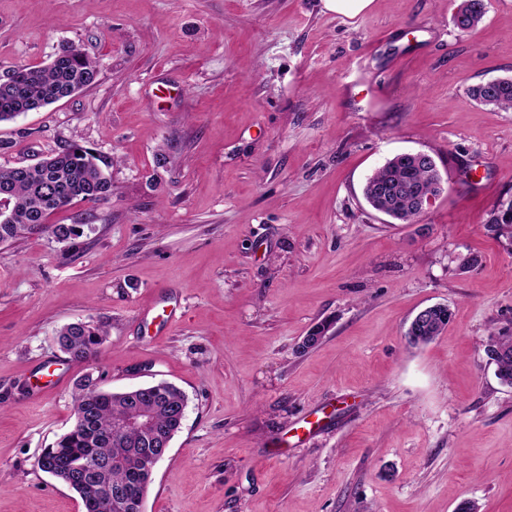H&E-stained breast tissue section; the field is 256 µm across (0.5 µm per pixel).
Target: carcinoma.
I'll list each match as a JSON object with an SVG mask.
<instances>
[{
	"label": "carcinoma",
	"mask_w": 512,
	"mask_h": 512,
	"mask_svg": "<svg viewBox=\"0 0 512 512\" xmlns=\"http://www.w3.org/2000/svg\"><path fill=\"white\" fill-rule=\"evenodd\" d=\"M466 12H454L453 26L460 32L475 29L487 13L488 0H467ZM97 77L95 63L74 44L60 46L46 66H21L0 79V123L73 96L92 85ZM477 102L501 110L512 109V77L492 85L482 82L469 89ZM101 157L74 142L47 155L34 165L0 168V200L8 203V218L0 220V242L28 235L49 233L66 237L74 228L47 224L55 211L74 202L95 203L112 194V181L99 165ZM441 193L440 178L430 164L419 165L403 155L387 160L367 179L364 196L380 202L387 213L404 224L422 215L421 204ZM487 223L497 236L512 240V199L501 201ZM452 312L438 307L429 327L420 334L406 333L408 345L431 342L448 325ZM105 331L85 322L63 326L57 342L74 361L92 357ZM488 359L497 368L502 383L512 385V327H502L486 342ZM141 408L150 414V432L121 428L127 415ZM186 395L175 385L158 382L136 394L130 391L92 390L76 384L75 421L56 443L42 451L38 468L50 465L61 476H73L96 466V472L81 478L73 488L89 512H102L106 492L119 488L127 493L124 512H140V503L153 482L140 462L148 449L165 456L166 445L182 427Z\"/></svg>",
	"instance_id": "obj_1"
}]
</instances>
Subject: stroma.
Here are the masks:
<instances>
[{
	"mask_svg": "<svg viewBox=\"0 0 512 512\" xmlns=\"http://www.w3.org/2000/svg\"><path fill=\"white\" fill-rule=\"evenodd\" d=\"M457 0H0V76L73 43L95 82L0 123V167L75 141L112 194L50 216L78 236L0 243V512H83L36 461L85 374L188 398L144 512H512V386L485 353L512 324V0L470 33ZM432 154L445 191L414 224L367 178ZM453 319L429 344L422 308ZM176 309L174 324L144 312ZM106 334L90 360L56 334ZM330 329L302 349L318 324ZM508 81L496 83V80H489L479 83L469 89L470 96L477 102L494 106L501 110L512 109V77H504ZM494 83V84H493ZM487 224L498 237L506 236L512 242V199L500 201L492 210ZM451 316L452 312L448 306L438 307L434 311L433 320L427 329L418 335L410 333L408 330L406 331L405 337L407 339L408 345L412 347H418L431 342L435 337L440 335L444 328L448 325ZM103 336L105 331L100 326L75 322L63 326L58 331L57 342L70 359L84 361L96 353Z\"/></svg>",
	"mask_w": 512,
	"mask_h": 512,
	"instance_id": "35a3bbf8",
	"label": "stroma"
}]
</instances>
